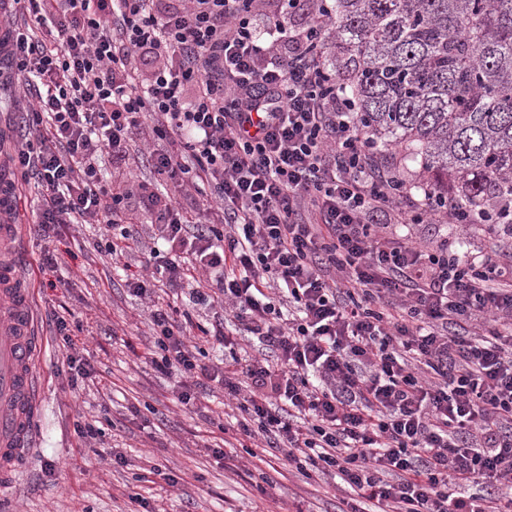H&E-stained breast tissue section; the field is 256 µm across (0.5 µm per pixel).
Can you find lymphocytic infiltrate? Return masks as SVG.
Listing matches in <instances>:
<instances>
[{"label": "lymphocytic infiltrate", "instance_id": "lymphocytic-infiltrate-1", "mask_svg": "<svg viewBox=\"0 0 512 512\" xmlns=\"http://www.w3.org/2000/svg\"><path fill=\"white\" fill-rule=\"evenodd\" d=\"M332 19L331 0H0V59L36 99L0 168L35 179L44 237L105 224L117 261L149 219L169 255L127 279L132 294L209 273L195 302L230 317L151 313L150 362L180 371L181 404L218 383L239 435L305 478L338 479L347 512H512V248L379 239L392 210L413 224L471 216L414 198L361 137L322 48ZM147 124L170 144L150 153L154 170L207 185L206 208L106 187L100 156L129 168ZM481 315L492 326L476 336ZM242 335L257 355L238 356ZM211 343L223 366L206 363ZM475 484L487 496L467 494Z\"/></svg>", "mask_w": 512, "mask_h": 512}]
</instances>
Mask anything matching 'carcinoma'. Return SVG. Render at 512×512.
<instances>
[{
    "mask_svg": "<svg viewBox=\"0 0 512 512\" xmlns=\"http://www.w3.org/2000/svg\"><path fill=\"white\" fill-rule=\"evenodd\" d=\"M323 43L360 134L477 213L512 195V0H335Z\"/></svg>",
    "mask_w": 512,
    "mask_h": 512,
    "instance_id": "1",
    "label": "carcinoma"
}]
</instances>
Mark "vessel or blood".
<instances>
[{"label":"vessel or blood","instance_id":"1","mask_svg":"<svg viewBox=\"0 0 512 512\" xmlns=\"http://www.w3.org/2000/svg\"><path fill=\"white\" fill-rule=\"evenodd\" d=\"M43 347L29 289L14 259L0 262V499L12 496L36 437L40 388L33 366Z\"/></svg>","mask_w":512,"mask_h":512}]
</instances>
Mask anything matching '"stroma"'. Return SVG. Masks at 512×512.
Instances as JSON below:
<instances>
[{"mask_svg": "<svg viewBox=\"0 0 512 512\" xmlns=\"http://www.w3.org/2000/svg\"><path fill=\"white\" fill-rule=\"evenodd\" d=\"M18 222L23 238L15 255L22 266L43 338L36 374L41 381L39 438L11 502V512H130L129 497L141 494L157 512H342L344 491L334 481L310 482L287 472L268 495H261L248 469L254 460L238 441H226L224 427L235 414L215 383L199 391L196 404L183 406L176 394L179 373L161 375L150 364L149 301L131 296L124 274L100 246L112 233L103 224H63L53 241L43 240L34 222L40 207L35 182L19 184ZM387 237H404L431 247L465 234L475 253L495 243L487 226L391 224ZM57 249L54 270L43 255ZM74 328V352H67L55 331L57 315ZM90 363V375L70 386L67 355ZM141 409L132 415L131 406ZM98 421L97 439H81L80 423ZM223 456H216V449ZM124 454L129 466L113 463ZM54 472H47V464ZM153 471L148 482L133 479V466ZM177 484H169L167 476Z\"/></svg>", "mask_w": 512, "mask_h": 512, "instance_id": "35a3bbf8", "label": "stroma"}]
</instances>
